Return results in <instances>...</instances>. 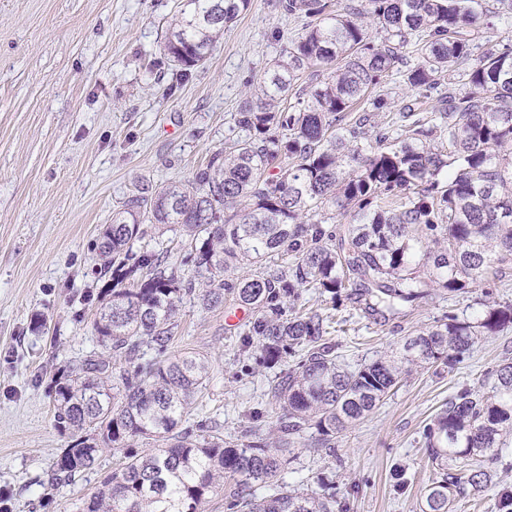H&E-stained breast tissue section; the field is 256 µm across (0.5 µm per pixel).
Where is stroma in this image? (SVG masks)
I'll return each instance as SVG.
<instances>
[{
    "label": "stroma",
    "mask_w": 512,
    "mask_h": 512,
    "mask_svg": "<svg viewBox=\"0 0 512 512\" xmlns=\"http://www.w3.org/2000/svg\"><path fill=\"white\" fill-rule=\"evenodd\" d=\"M179 3L0 0V489L10 495L9 512H73L101 475L120 467L122 452L111 450L76 483L48 484L69 444L54 425L48 387L59 367L98 347L101 259L90 244L137 184L187 180L232 143V117L253 95V78L302 28L274 0H251L175 89L163 41ZM482 297L478 289L452 297L430 288L386 316L342 300L336 353L350 366L375 359L445 313L473 318ZM224 312L187 302L175 316L170 352L195 349L213 363L190 420H219L228 442L248 431L277 443L268 398L275 371L249 358L243 325H228ZM39 314L47 324L37 329ZM507 360L512 330L479 337L454 370L413 369L374 414L337 434L335 456L293 448L286 484L335 483L347 512H420L432 474L426 423L458 386L489 392L488 370ZM506 446L492 465V490L461 499L457 512H499L497 491L512 489V434ZM397 468L406 488L396 485Z\"/></svg>",
    "instance_id": "obj_1"
}]
</instances>
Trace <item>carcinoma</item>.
Here are the masks:
<instances>
[{"instance_id":"carcinoma-1","label":"carcinoma","mask_w":512,"mask_h":512,"mask_svg":"<svg viewBox=\"0 0 512 512\" xmlns=\"http://www.w3.org/2000/svg\"><path fill=\"white\" fill-rule=\"evenodd\" d=\"M249 5L181 0L163 47L177 75L203 65ZM275 8L302 20V32L235 112L233 146L214 151L184 182L137 186L93 243L98 278L108 283L92 327L102 352L51 381L55 426L72 439L51 485L75 483L106 450L123 452L124 462L75 512H199L218 489L236 512H336L332 484L305 492L283 481L286 449L304 429L316 430L308 451L334 456L333 435L368 417L412 367L451 372L477 337L512 329V303L486 290L476 320L450 312L395 352L350 369L329 338L333 316L293 307L304 290L339 301L352 288L367 308L396 311L422 295L419 265L455 295L512 265V48L487 35L474 55L466 30H493L475 0H348L336 8L332 0H276ZM410 44L416 63L404 71ZM459 66L466 91L446 79ZM402 71L417 97L399 121L367 134V117L352 111L367 102L386 107L373 90ZM422 98L435 100L428 116L418 112ZM439 136L451 152L435 143ZM330 208L329 218L311 219ZM147 223L181 227V264L205 278L203 288L178 274L168 252L134 251ZM279 253L288 266L226 276L232 264L260 266ZM228 296L256 313L244 338L246 349L258 340L256 361L288 359L271 387L281 411L275 447L247 433L228 445L212 427L185 425L212 364L193 350L167 355L174 315L186 299L211 309ZM147 349L155 357L144 359ZM490 375L492 392L463 388L425 425L435 476L421 512H454L458 499L491 485L487 464L512 431V362ZM137 437L161 447L139 452ZM257 485L266 495L256 496Z\"/></svg>"}]
</instances>
